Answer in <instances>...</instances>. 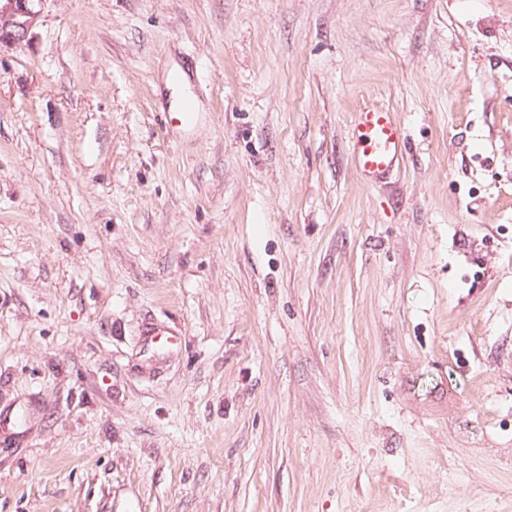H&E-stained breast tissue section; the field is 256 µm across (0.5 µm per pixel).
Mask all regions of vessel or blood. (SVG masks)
<instances>
[{
	"mask_svg": "<svg viewBox=\"0 0 512 512\" xmlns=\"http://www.w3.org/2000/svg\"><path fill=\"white\" fill-rule=\"evenodd\" d=\"M353 139L357 168L369 182L382 178L397 166L405 149L400 126L383 108L367 107L357 112Z\"/></svg>",
	"mask_w": 512,
	"mask_h": 512,
	"instance_id": "vessel-or-blood-1",
	"label": "vessel or blood"
}]
</instances>
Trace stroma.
<instances>
[{
    "instance_id": "35a3bbf8",
    "label": "stroma",
    "mask_w": 512,
    "mask_h": 512,
    "mask_svg": "<svg viewBox=\"0 0 512 512\" xmlns=\"http://www.w3.org/2000/svg\"><path fill=\"white\" fill-rule=\"evenodd\" d=\"M0 420V512H512V0H44ZM357 168L368 182H375L397 166L405 149V137L391 112L367 107L356 114L353 126Z\"/></svg>"
}]
</instances>
